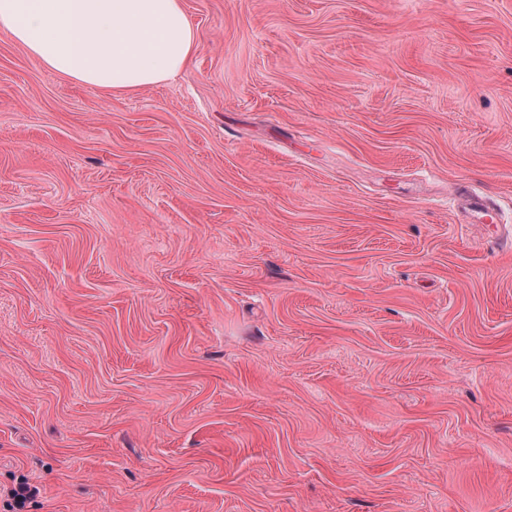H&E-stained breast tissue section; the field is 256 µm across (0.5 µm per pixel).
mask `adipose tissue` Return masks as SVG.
<instances>
[{"label":"adipose tissue","mask_w":512,"mask_h":512,"mask_svg":"<svg viewBox=\"0 0 512 512\" xmlns=\"http://www.w3.org/2000/svg\"><path fill=\"white\" fill-rule=\"evenodd\" d=\"M0 35L51 75L115 95L174 79L196 47L181 0H0Z\"/></svg>","instance_id":"obj_1"}]
</instances>
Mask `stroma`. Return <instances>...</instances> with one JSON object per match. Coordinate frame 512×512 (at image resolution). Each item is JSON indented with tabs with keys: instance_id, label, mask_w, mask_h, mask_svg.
Masks as SVG:
<instances>
[{
	"instance_id": "stroma-1",
	"label": "stroma",
	"mask_w": 512,
	"mask_h": 512,
	"mask_svg": "<svg viewBox=\"0 0 512 512\" xmlns=\"http://www.w3.org/2000/svg\"><path fill=\"white\" fill-rule=\"evenodd\" d=\"M182 4L118 97L0 37V512H512V0Z\"/></svg>"
}]
</instances>
